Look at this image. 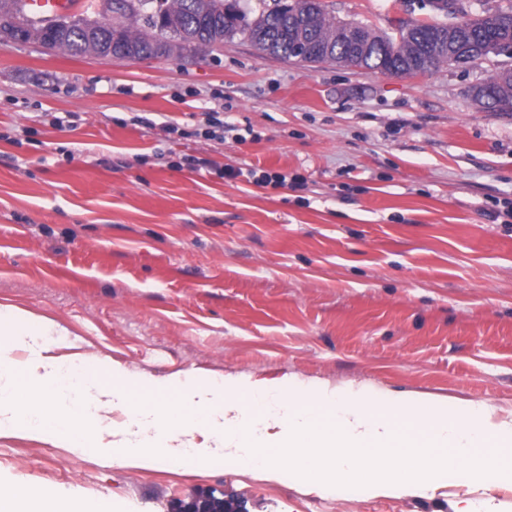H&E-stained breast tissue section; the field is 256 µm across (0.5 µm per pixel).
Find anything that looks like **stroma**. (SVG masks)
I'll return each mask as SVG.
<instances>
[{
	"mask_svg": "<svg viewBox=\"0 0 512 512\" xmlns=\"http://www.w3.org/2000/svg\"><path fill=\"white\" fill-rule=\"evenodd\" d=\"M323 2L380 32L430 17L402 0ZM510 68L507 55L416 77L310 67L240 34L213 58L0 45V305L46 319L55 356L159 381L375 386L511 421L512 112L472 97ZM67 112L76 122L53 127ZM207 112L253 139L194 137ZM248 164L302 185L217 173ZM21 486L63 512L209 497L236 512H456L465 498L512 512L494 478L426 497L317 494L283 470L115 463L0 435V496Z\"/></svg>",
	"mask_w": 512,
	"mask_h": 512,
	"instance_id": "stroma-1",
	"label": "stroma"
}]
</instances>
